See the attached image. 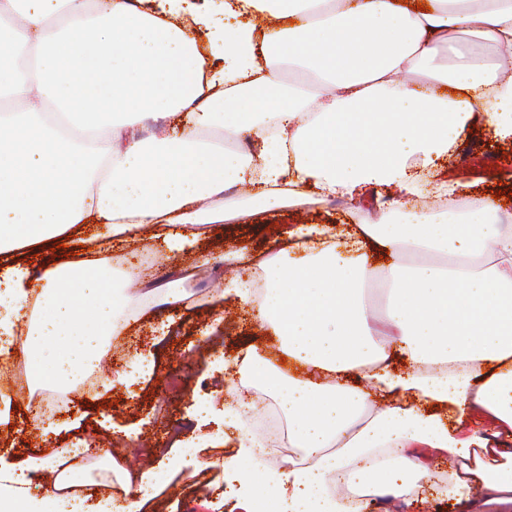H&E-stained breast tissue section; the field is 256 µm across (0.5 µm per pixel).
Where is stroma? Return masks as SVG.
<instances>
[{
	"label": "stroma",
	"mask_w": 512,
	"mask_h": 512,
	"mask_svg": "<svg viewBox=\"0 0 512 512\" xmlns=\"http://www.w3.org/2000/svg\"><path fill=\"white\" fill-rule=\"evenodd\" d=\"M437 168L445 178H465L461 191L465 197L482 198L505 189L500 207L512 212V139H500L492 125L481 120L472 123L451 147L449 156L438 161ZM369 193L372 200L393 199L398 191L392 186H375ZM372 200L357 211L343 202L327 206L315 201L213 224L182 260L215 266L221 255L243 245L262 252L272 247L275 229L290 224L354 227L373 214ZM184 292L187 304L163 309L156 308L152 295L134 298L143 318L132 336L154 355L156 373L152 379L138 387H126L117 375L124 353L119 346L107 345L102 357L103 388L68 391L63 413L76 426L60 434L30 428L26 406L40 388L27 383L15 386L11 422L0 425V451H9L13 461L20 462L92 439L105 444L113 440L116 429L126 428L131 442L116 448L117 460H124L134 444L146 443L154 450L148 466L156 472L160 490L145 512H231L219 462L235 450L236 433L224 425V407L232 402L235 386L216 362L253 347L276 363L282 357L280 342L278 337L244 323L237 303L229 301L222 311H212L208 308L209 290L188 286ZM204 402L210 403L211 414L203 426L197 408ZM170 419L179 421L178 435L168 432L166 422ZM81 465L83 494L129 500L130 485L123 474H112L95 456L82 459Z\"/></svg>",
	"instance_id": "1"
}]
</instances>
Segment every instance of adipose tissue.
<instances>
[{
  "label": "adipose tissue",
  "mask_w": 512,
  "mask_h": 512,
  "mask_svg": "<svg viewBox=\"0 0 512 512\" xmlns=\"http://www.w3.org/2000/svg\"><path fill=\"white\" fill-rule=\"evenodd\" d=\"M425 3L224 0L218 22L185 0H0V344L24 333L33 380L70 388L133 319L100 251L35 278L18 260L27 246L95 225L114 250L147 228L181 250L209 224L312 193L356 206L366 186L391 184L389 213L357 231L303 225L272 256L225 253L260 266L266 294L255 303L238 276L213 303L249 307L311 375L252 349L225 361L272 393L301 456L270 467L239 404L238 447L221 465L243 512L260 496L272 512H371L426 487L468 512H512V226L490 198L435 213L411 171L477 120L512 138V0ZM228 133L247 136L256 160L225 151ZM230 184L243 199L225 198ZM371 243L391 258L380 277ZM372 288L385 294L378 312ZM395 352L409 372L390 370ZM353 372L361 384L346 383ZM406 393L414 402L396 403ZM475 411L500 428L495 441L470 432ZM48 470L54 483L33 485ZM81 480L65 451L21 465L0 455V512H139L156 488L145 472L125 505L61 495Z\"/></svg>",
  "instance_id": "obj_1"
}]
</instances>
